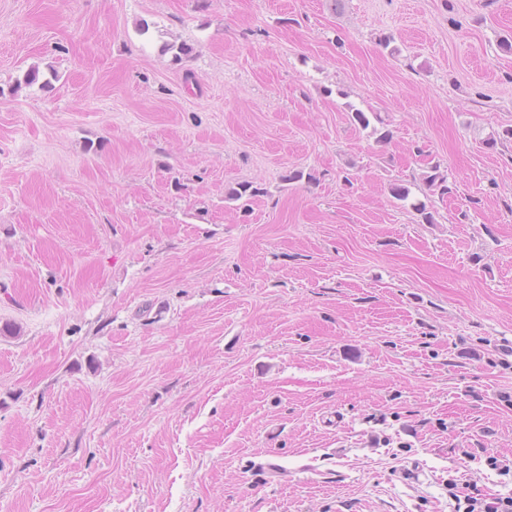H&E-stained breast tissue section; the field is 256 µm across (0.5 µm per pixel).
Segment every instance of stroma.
Returning a JSON list of instances; mask_svg holds the SVG:
<instances>
[{
	"mask_svg": "<svg viewBox=\"0 0 512 512\" xmlns=\"http://www.w3.org/2000/svg\"><path fill=\"white\" fill-rule=\"evenodd\" d=\"M506 39L512 0H0V512L512 495Z\"/></svg>",
	"mask_w": 512,
	"mask_h": 512,
	"instance_id": "1",
	"label": "stroma"
}]
</instances>
